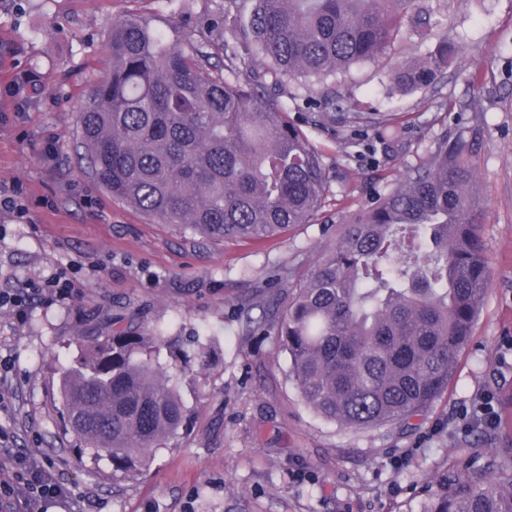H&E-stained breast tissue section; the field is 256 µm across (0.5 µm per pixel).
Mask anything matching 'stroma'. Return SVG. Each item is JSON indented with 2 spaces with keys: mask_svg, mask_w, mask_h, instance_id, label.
I'll list each match as a JSON object with an SVG mask.
<instances>
[{
  "mask_svg": "<svg viewBox=\"0 0 512 512\" xmlns=\"http://www.w3.org/2000/svg\"><path fill=\"white\" fill-rule=\"evenodd\" d=\"M466 51L436 84L405 90L393 64H414L434 43L404 29L378 62L351 67L335 89L290 83L288 120L308 112H386L404 125L376 160L355 127H305L323 155L330 191L320 211L288 235L210 243L112 200L73 148L76 114L105 69L113 17L182 24L181 0H0V85L30 77L35 93L0 99V189L20 188L27 221L0 213V289H23L66 270L68 295L32 296L25 322L0 313V429L53 469L83 512H419L439 475L475 444L499 447L498 429L459 417L489 394L497 420L512 416V0H419ZM454 110L439 111L441 101ZM477 136L475 191L492 281L447 392L406 429L345 428L315 415L288 377L274 333L242 335L238 314L268 287L275 314L290 283L305 279L341 224L425 165L440 135ZM53 154H46L47 146ZM198 336L213 348L181 392L192 415L149 470L134 476L81 455L65 434L51 386L105 312Z\"/></svg>",
  "mask_w": 512,
  "mask_h": 512,
  "instance_id": "35a3bbf8",
  "label": "stroma"
}]
</instances>
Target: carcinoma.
Here are the masks:
<instances>
[{"mask_svg":"<svg viewBox=\"0 0 512 512\" xmlns=\"http://www.w3.org/2000/svg\"><path fill=\"white\" fill-rule=\"evenodd\" d=\"M243 25L221 10L183 28L139 15L109 25L107 66L77 113L75 150L115 201L205 240L279 237L309 223L329 192L322 155L285 120L288 82H323L383 54L406 25L436 46L396 83L428 87L456 57L452 30H433L417 0H250ZM261 56L265 65L254 66ZM386 150L401 136L386 114L342 113ZM473 139L438 137L362 216L272 320L305 405L347 428L407 425L448 390L481 314L491 270L473 196ZM195 336L168 349L164 332L108 321L86 336L57 393L68 431L95 460L136 475L186 427L178 374L208 358ZM422 512H512V448L443 472Z\"/></svg>","mask_w":512,"mask_h":512,"instance_id":"obj_1","label":"carcinoma"}]
</instances>
